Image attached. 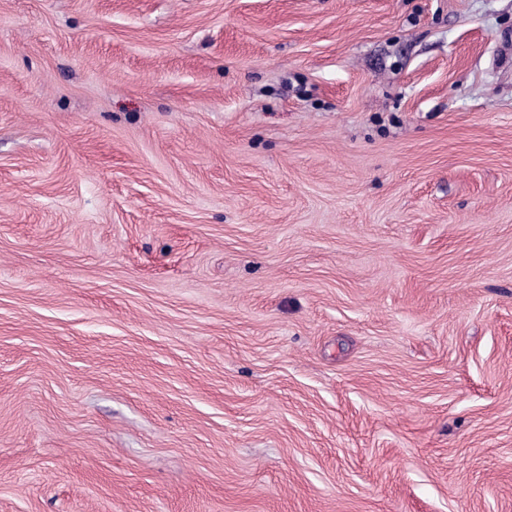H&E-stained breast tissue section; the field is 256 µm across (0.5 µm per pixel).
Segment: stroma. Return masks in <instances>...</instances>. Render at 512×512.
<instances>
[{"mask_svg": "<svg viewBox=\"0 0 512 512\" xmlns=\"http://www.w3.org/2000/svg\"><path fill=\"white\" fill-rule=\"evenodd\" d=\"M512 0H0V512H512Z\"/></svg>", "mask_w": 512, "mask_h": 512, "instance_id": "1", "label": "stroma"}]
</instances>
